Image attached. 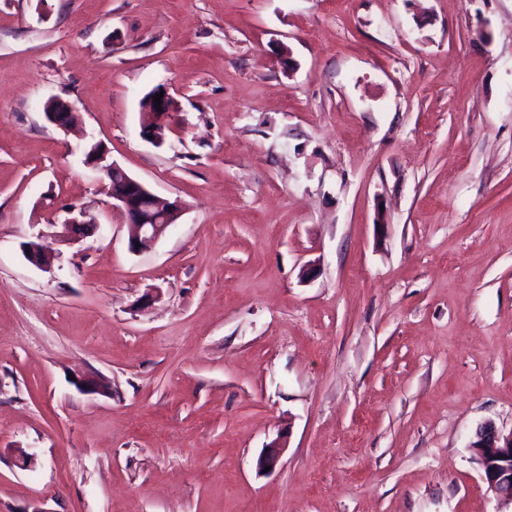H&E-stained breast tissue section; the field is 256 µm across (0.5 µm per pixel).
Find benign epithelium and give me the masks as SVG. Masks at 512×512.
<instances>
[{
    "label": "benign epithelium",
    "mask_w": 512,
    "mask_h": 512,
    "mask_svg": "<svg viewBox=\"0 0 512 512\" xmlns=\"http://www.w3.org/2000/svg\"><path fill=\"white\" fill-rule=\"evenodd\" d=\"M171 102L169 94H162V110L143 113L141 134L144 137L152 136V143L157 141V130L151 127V123L165 124ZM43 108L51 124L65 132L74 128L78 116L68 103L50 96ZM84 139V163L109 180L114 206L122 210L131 228L130 249L140 252L151 248L181 216L183 204L177 199L167 201L158 198L144 182L129 175L117 162L108 160V152L102 142L89 133L84 135ZM94 230L95 225L74 216L60 225L57 242L69 246ZM25 257L40 269L47 270L51 266V255L35 245L31 246ZM280 448L282 445L276 443L266 447L257 459V469L275 468L280 459ZM469 448L482 465L489 489L497 496L512 501V431L505 434L493 423L487 422L475 431Z\"/></svg>",
    "instance_id": "obj_1"
}]
</instances>
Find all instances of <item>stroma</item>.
<instances>
[{
    "instance_id": "1",
    "label": "stroma",
    "mask_w": 512,
    "mask_h": 512,
    "mask_svg": "<svg viewBox=\"0 0 512 512\" xmlns=\"http://www.w3.org/2000/svg\"><path fill=\"white\" fill-rule=\"evenodd\" d=\"M53 95L183 203L150 250ZM71 205L97 231L37 269ZM488 421L512 431V0H0V512H512ZM161 91H164V95L162 96V103L159 104V106L162 107V111H158L157 108L155 107L154 96L156 94L161 93ZM151 94H152V92L143 98L142 103H141V106L143 109L147 108L148 100H149V97L151 96ZM171 102H172V99L165 90L156 89L155 93L150 98V105L148 106V109H147L148 112L142 113L143 118H142L141 134H142L143 138H145L146 140H148L152 143L158 142V140L155 136V134L157 133V130L154 129L153 127H151L150 124H151V122H155L157 124H162L163 128L165 129V118L167 117V114L170 111V107H171L170 103ZM152 106L157 112H150ZM147 135H152V139L147 138ZM45 109L46 119L64 132H69L79 123V118L73 108L56 96H50L46 99L43 105V110ZM469 447L482 465L489 489L512 502V431L505 434L493 423H484L475 431Z\"/></svg>"
}]
</instances>
